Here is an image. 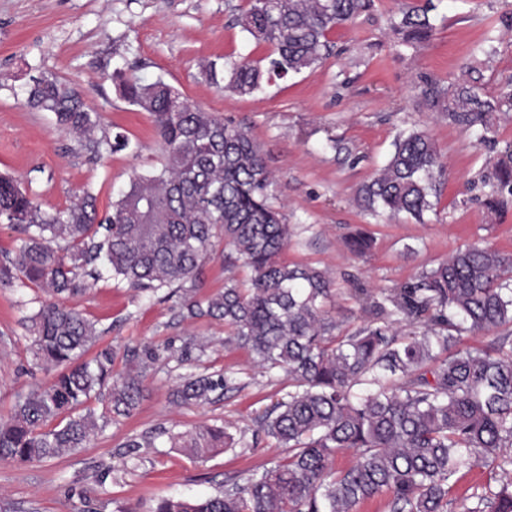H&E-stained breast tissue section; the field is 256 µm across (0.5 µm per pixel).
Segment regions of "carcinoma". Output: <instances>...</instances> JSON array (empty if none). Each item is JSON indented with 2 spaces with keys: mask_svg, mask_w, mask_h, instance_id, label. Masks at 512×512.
<instances>
[{
  "mask_svg": "<svg viewBox=\"0 0 512 512\" xmlns=\"http://www.w3.org/2000/svg\"><path fill=\"white\" fill-rule=\"evenodd\" d=\"M373 7L374 0H250L236 21L273 47L269 67L235 64L226 81L207 62L202 73L252 95L275 78L312 72L330 55L329 33ZM435 9L429 2L393 15L398 45L414 49L428 41ZM466 73L448 86L418 75L419 104L486 134L494 113L512 112V79L491 93L480 70L468 65ZM113 79L129 104L154 117L164 158L161 167L134 175L111 211L98 216L87 190L70 206L47 210L0 174V217L25 234L15 257L0 264V283H30L59 297L30 317V332L35 359L60 369L48 385L18 396L0 419V462L32 464L85 448L107 417H128L139 407L156 349H127L137 370L124 374L113 371L109 348L86 360L96 327L61 302L84 290L80 271L93 276L100 262L138 291L170 289L168 298L185 317L224 321V342L246 349L265 372L288 378V392L259 422L288 458L221 495L165 498L154 512H354L381 493L390 496L389 512H448L459 474L489 462L500 469L499 484L474 492L465 512H512V336H497L484 349L460 347L464 333L488 335L512 322V257L475 243L401 288L379 296L357 288L369 319L339 334L326 309L330 276L279 260L288 224L272 204L276 181L248 130L189 104L162 80L143 83L121 69ZM27 103L54 113L98 159L130 146L121 133L92 137L96 114L56 76L33 79ZM442 172L431 137L402 130L387 163L362 185L361 200L375 216L405 213L420 221L433 209ZM488 180L512 195V164L499 162ZM218 237L251 276L201 297L200 274ZM56 241L66 242L64 252L52 246ZM349 246L361 255L372 239L358 230ZM204 351L191 336L173 353L184 360ZM235 388L220 371L190 374L173 401L212 403ZM93 395L106 396L105 412H78ZM169 440L201 460L236 445L226 430L207 424ZM343 448L357 458L339 470L335 458Z\"/></svg>",
  "mask_w": 512,
  "mask_h": 512,
  "instance_id": "obj_1",
  "label": "carcinoma"
}]
</instances>
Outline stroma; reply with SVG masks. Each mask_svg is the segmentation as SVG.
<instances>
[{
  "instance_id": "1",
  "label": "stroma",
  "mask_w": 512,
  "mask_h": 512,
  "mask_svg": "<svg viewBox=\"0 0 512 512\" xmlns=\"http://www.w3.org/2000/svg\"><path fill=\"white\" fill-rule=\"evenodd\" d=\"M425 2L375 0L371 15L331 32L332 53L314 72L239 96L205 81L199 64L256 62L272 54L271 45L235 21L248 0H0V173L45 207L65 208L87 189L106 213L133 172L160 167L162 160L152 115L121 97L112 73L121 68L146 83L163 80L190 103L248 129L275 176L274 204L289 225L281 261L328 271L331 312L342 332L355 331L367 318L354 297L357 286L376 294L400 287L475 242L512 256V198L501 212L489 211L492 187L484 180L512 152V112L496 113L482 141L475 130L419 105L415 89L421 73L445 83L463 79L464 62L488 32L494 51L478 56L476 65L489 86L511 78L512 24L502 18L512 15V0H433L432 39L397 52L390 15ZM42 75L74 85L100 116L97 135L123 133L131 148L92 159L53 113L28 106V86ZM414 127L431 134L446 166L434 209L421 224L403 214L372 217L359 189L386 164L398 132ZM336 140L342 151L332 149ZM358 228L374 239L363 257L346 244ZM227 252L216 240L202 270V294L220 291L230 277L247 280L248 269L239 260L226 262ZM52 300L42 288L0 284V336L11 340L0 349V417L17 395L55 374L34 359L29 332L30 316ZM68 304L95 323L98 346L114 350L115 371L130 369L126 350L133 346H178L195 336L206 351L184 362L160 357L147 372L138 409L109 422L88 447L29 465L0 462V512H74V490L89 491L104 512H153L160 499L216 495L287 459V449L257 429L288 383L254 367L246 350L225 345L223 322L184 318L174 301L135 292L107 274L88 280ZM214 371L232 374L237 389L213 404L173 402L180 377ZM202 423L225 427L237 446L199 460L160 434ZM151 432L158 435L154 446L140 449L136 459L119 455L122 443ZM498 478L492 464L463 472L448 512H463L475 489Z\"/></svg>"
}]
</instances>
